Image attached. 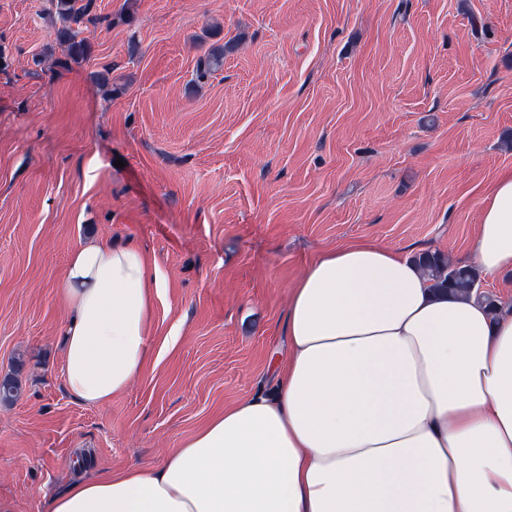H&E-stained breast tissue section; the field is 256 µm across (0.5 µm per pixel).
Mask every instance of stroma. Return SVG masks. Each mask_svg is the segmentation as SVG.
<instances>
[{
	"mask_svg": "<svg viewBox=\"0 0 512 512\" xmlns=\"http://www.w3.org/2000/svg\"><path fill=\"white\" fill-rule=\"evenodd\" d=\"M51 8L0 0V378L20 381L0 403V501L13 512L155 463L272 391L291 290L317 257L365 239L460 259L512 171V0H94L92 54L68 65ZM90 237L146 251L165 276L152 354L104 406L63 372L57 285ZM231 49L230 43L213 46L208 53L199 61V78L219 69L224 62V54Z\"/></svg>",
	"mask_w": 512,
	"mask_h": 512,
	"instance_id": "stroma-1",
	"label": "stroma"
}]
</instances>
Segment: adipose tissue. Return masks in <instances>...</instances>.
<instances>
[{
  "label": "adipose tissue",
  "instance_id": "ef3b65f1",
  "mask_svg": "<svg viewBox=\"0 0 512 512\" xmlns=\"http://www.w3.org/2000/svg\"><path fill=\"white\" fill-rule=\"evenodd\" d=\"M512 272V172L466 256ZM157 264L84 242L58 294L71 393L108 404L151 355ZM274 394L256 393L154 465L72 483L45 512H512V304L435 293L399 252L357 241L292 289Z\"/></svg>",
  "mask_w": 512,
  "mask_h": 512
}]
</instances>
